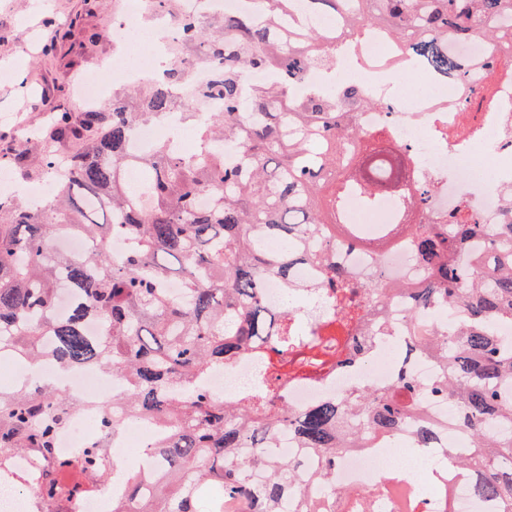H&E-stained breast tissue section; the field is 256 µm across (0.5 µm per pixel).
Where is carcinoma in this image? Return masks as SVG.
Returning a JSON list of instances; mask_svg holds the SVG:
<instances>
[{"label": "carcinoma", "mask_w": 512, "mask_h": 512, "mask_svg": "<svg viewBox=\"0 0 512 512\" xmlns=\"http://www.w3.org/2000/svg\"><path fill=\"white\" fill-rule=\"evenodd\" d=\"M289 2L266 0L261 21L224 15L206 28L181 21L165 79L135 89V112L116 96L95 111L64 108L51 116L54 140L70 149L62 161L43 154L47 173L62 171L51 205L34 210L0 200V356L120 374L127 389L112 404L125 406L130 418L168 422V435L147 448L160 476L145 494L140 474H130L112 512H224L226 502L237 512H320L299 460L272 456L267 437L293 430L302 448L321 457V483L343 449L375 430L397 435L411 416L417 419L412 450L425 453L438 427L424 411L432 400L460 409L458 427L469 447L453 463L480 469L477 495L496 512H512V335L496 331L499 322L512 324V187L503 191L499 224L480 223L464 206L449 224L427 221L432 188L417 177L413 155L392 145L388 131L356 125L357 113L383 101L357 83L335 93L294 92L307 71L326 68L330 41L345 49L368 27L384 29L442 80L463 70V61L448 55L450 37L481 38L512 63V24L502 23L512 18V0H309L311 11L338 19L330 35L279 30ZM226 29L235 30L233 40H224ZM187 46L204 47L217 68L195 97L224 101V111L204 119L201 141L233 140L240 153L235 165L166 143L144 156L127 154L133 130L170 109L168 89L184 79ZM245 69L275 72L278 81L247 91ZM493 99L490 84L471 89L461 111L481 112ZM43 144L41 131L32 129L26 145L12 143L8 155L16 162ZM129 163L147 172L144 187L122 180ZM204 192L214 200L207 209L196 205ZM388 196L396 202L395 221L377 238L359 237L346 223V203L373 214ZM70 233L89 241L87 253L47 252L52 239ZM113 235L136 242L118 261L102 245ZM261 236L285 248L261 250ZM401 238L424 271L422 283L403 291L417 311L452 310L457 328L431 339L405 336L407 327L392 323L385 336L347 335L349 320L364 318L366 296L380 286L355 283L332 259L331 244L384 251ZM298 261L318 266L317 287L336 298L335 316L307 340L296 333L291 304L273 312L262 299L268 277L290 296L299 291L291 275ZM170 279L183 283L180 293L162 288ZM61 283L72 293L63 317L56 314ZM91 322L102 325L100 335L87 334ZM392 334L408 350L434 356L441 374L422 383L405 370L388 390L362 382L346 398L301 411L283 404L281 377L333 361L360 366ZM261 348L280 356L282 375L241 400L211 394L205 380L213 366ZM74 410V399L53 389L23 383L0 390V460L26 453L67 465L53 453ZM119 426L120 416L100 410L103 439L79 449L82 466L102 471L104 437ZM369 495L388 500L391 512L418 507L417 496L404 497L391 484Z\"/></svg>", "instance_id": "obj_1"}]
</instances>
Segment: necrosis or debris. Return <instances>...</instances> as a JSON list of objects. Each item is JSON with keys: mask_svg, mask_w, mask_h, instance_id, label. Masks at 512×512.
Masks as SVG:
<instances>
[{"mask_svg": "<svg viewBox=\"0 0 512 512\" xmlns=\"http://www.w3.org/2000/svg\"><path fill=\"white\" fill-rule=\"evenodd\" d=\"M146 2L114 0L113 8L121 20L109 35L112 54L103 63L102 73H91L76 84L74 101L79 108H100L117 89L145 83L158 75V61L167 55L178 34L175 28L155 22ZM448 51L468 59L469 67L459 79L442 81L415 61L400 62L398 47L378 32L370 31L360 38L354 50L335 54L332 72L310 71L296 90L302 93L317 86L331 91L354 82L364 86L370 95L385 99L388 109L358 113L356 122L368 130L390 128L393 143L413 153L418 173L435 187L430 215L444 218L463 204L482 223L496 224L501 212L500 187L512 181V169L507 166L512 160V63L504 61L499 51L477 38L464 44L449 42ZM213 70L211 57L206 52H197L189 65L187 86L208 83ZM489 80L493 81L496 94L494 111H458L456 104L468 89ZM187 86L173 88L172 106L163 118L135 131L129 141L130 154L146 153L160 139L179 148L191 143L192 132L180 115ZM464 122L476 125L478 135L465 140L448 138V131ZM336 260L350 272L353 280L379 278L392 286L382 309L374 310L367 320L351 323L352 335L373 333L381 323L406 317L419 336L453 327L451 317L444 314L432 310L413 313L405 294L398 291L399 283L420 280L407 243H399L379 254L358 246L341 245L336 249ZM406 366L422 380L432 379L438 373L434 358L422 356L408 363L401 355L400 345L385 342L379 345L375 359L367 365L355 369L328 365L299 377L281 379V399L290 408L301 410L349 395L363 381L387 385ZM273 376L270 360L249 356L211 373L207 384L216 398L229 400L258 390ZM27 378L36 385H52L83 396L85 402L57 437L55 454L67 459V466L49 471L30 455L18 454L9 460L10 469L32 481L50 475L61 487L73 490L75 512H103L111 505L113 494L122 490L124 479L131 472L152 476L151 464L138 449L143 439L157 438L162 430V421L155 417L125 422L111 436L105 478H98L74 464L78 449L98 440L99 405L121 394L125 385L122 378L99 374L93 367L65 371L52 363L42 364L28 373ZM426 411L440 423L431 455L446 457L448 451L460 445L451 427L458 409L447 401H432ZM415 429L411 423L401 437L377 433L372 435L369 447L345 449L330 484L319 485L313 493L314 499L326 512H351L343 497L331 495V488L354 487L365 491L379 484L391 463L390 449L409 441ZM473 486L472 479L449 478L425 495L424 512H445L450 505L456 512H483V504L472 495Z\"/></svg>", "mask_w": 512, "mask_h": 512, "instance_id": "obj_1", "label": "necrosis or debris"}]
</instances>
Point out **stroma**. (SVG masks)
<instances>
[{
    "label": "stroma",
    "instance_id": "stroma-1",
    "mask_svg": "<svg viewBox=\"0 0 512 512\" xmlns=\"http://www.w3.org/2000/svg\"><path fill=\"white\" fill-rule=\"evenodd\" d=\"M29 3L0 0V68H19L45 100L22 99L14 89L0 86V113H17L27 127L42 128L51 110L72 105L77 79L111 54L110 43L90 42L84 33L112 25L114 16L110 0L92 14L85 11L84 0H50L41 15L30 14ZM52 40L57 43L56 55H43L42 45Z\"/></svg>",
    "mask_w": 512,
    "mask_h": 512
}]
</instances>
